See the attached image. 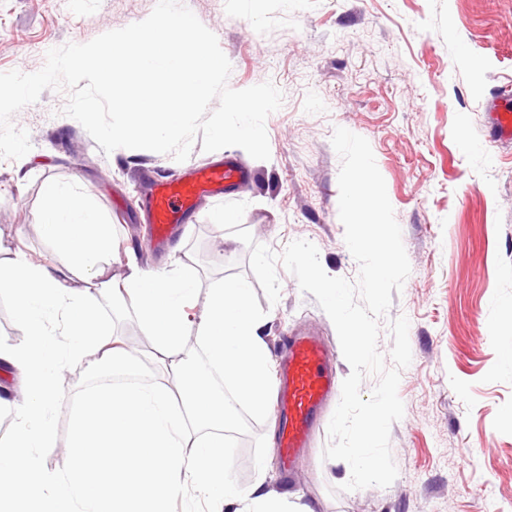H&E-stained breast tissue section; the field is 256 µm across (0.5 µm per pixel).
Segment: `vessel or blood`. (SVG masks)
<instances>
[{
	"label": "vessel or blood",
	"mask_w": 512,
	"mask_h": 512,
	"mask_svg": "<svg viewBox=\"0 0 512 512\" xmlns=\"http://www.w3.org/2000/svg\"><path fill=\"white\" fill-rule=\"evenodd\" d=\"M494 141H512V103L488 105ZM250 180L244 166L227 159L191 167L179 181L143 180L155 248H163L176 227L191 221L203 199L237 191ZM277 391L279 446L286 467H295L311 448L336 382L334 355L315 333L302 330L283 341Z\"/></svg>",
	"instance_id": "vessel-or-blood-1"
}]
</instances>
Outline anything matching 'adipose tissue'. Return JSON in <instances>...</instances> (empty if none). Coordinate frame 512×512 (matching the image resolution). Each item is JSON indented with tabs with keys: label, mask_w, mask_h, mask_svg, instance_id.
<instances>
[{
	"label": "adipose tissue",
	"mask_w": 512,
	"mask_h": 512,
	"mask_svg": "<svg viewBox=\"0 0 512 512\" xmlns=\"http://www.w3.org/2000/svg\"><path fill=\"white\" fill-rule=\"evenodd\" d=\"M39 229L72 267L63 271L23 260L0 272V288L15 297L16 323L24 341L0 345V361L24 374L23 421L9 447L0 448V512H168L171 498L187 482L234 512H284L256 482L237 488L224 473V430L233 418L223 391L192 385L179 373L180 403L166 386H126L86 394L72 418L71 450L61 471L45 475L37 451L51 440L49 423L66 398L59 366L66 357L96 356L122 364L129 353L107 346L101 324L88 302L104 293L134 307L165 358L182 354L187 327H194L215 370L234 388L237 399L264 410L271 391L272 358L260 334L247 282L224 280L213 289L198 321L188 311L196 302L197 281L188 273L151 275L131 270L122 281L104 278L112 251V228L83 202L70 185L48 184ZM61 318L68 336L60 344L48 328ZM193 455H186V444Z\"/></svg>",
	"instance_id": "1"
}]
</instances>
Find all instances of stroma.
<instances>
[{
  "instance_id": "stroma-1",
  "label": "stroma",
  "mask_w": 512,
  "mask_h": 512,
  "mask_svg": "<svg viewBox=\"0 0 512 512\" xmlns=\"http://www.w3.org/2000/svg\"><path fill=\"white\" fill-rule=\"evenodd\" d=\"M218 38L232 65L228 85L266 81L283 94L266 120L271 156L239 147L203 151L187 162L148 150H103L63 115L68 93L44 91L13 118L32 145L19 160H0V269L15 260L64 267L69 258L43 239V189L58 181L111 224L115 246L106 274L122 280L130 265L194 275L199 318L224 279L248 282L252 308L270 353L307 326L335 352V327L312 294L278 269L281 294L269 304L249 266V248L213 224L217 202H247L243 225L257 243L281 252L314 243L325 272L356 281L359 267L344 242L338 214L341 159L331 137L343 127L366 138L402 229L411 273L393 294L388 319L409 320L411 364L398 394L404 416L390 431L398 477L386 488L345 492L343 461L314 446L287 476L278 447L275 407L248 405L238 443L224 450V471L238 487L253 485L265 458L264 487L285 512H512V145L490 142L485 105L512 89V0H182ZM156 0H0V72L31 73L48 50L144 20ZM233 156L251 183L223 199L204 200L156 253L145 221L141 170L174 180L188 164ZM102 328L130 352L129 370L143 385L168 383L148 355L154 344L131 305L93 295ZM111 365L92 358L61 367L69 401L52 417L41 469L57 472L70 451L72 405Z\"/></svg>"
}]
</instances>
